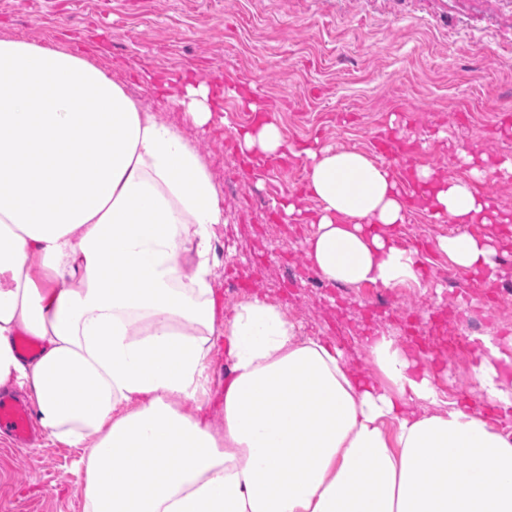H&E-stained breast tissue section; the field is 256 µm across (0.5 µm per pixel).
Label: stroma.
<instances>
[{"label":"stroma","instance_id":"stroma-1","mask_svg":"<svg viewBox=\"0 0 512 512\" xmlns=\"http://www.w3.org/2000/svg\"><path fill=\"white\" fill-rule=\"evenodd\" d=\"M0 36L92 51L145 108L183 128L222 197L212 285L225 312L238 302L224 291L232 280L301 327L315 326L317 337L332 342L348 331L343 353L368 376L376 367L365 355L366 338H400L401 311L429 325L467 310L486 319L483 345H457L452 359L427 353L419 362L441 399L471 406L483 400L472 368L489 345L512 336V308L489 312L485 277L450 268L435 251L447 224L421 206L408 215L421 227L415 245L424 284L391 292V308L369 315L366 299L344 303L332 288L314 293L303 253L307 228L271 226L275 201L302 188L288 173L304 167V158L247 166L233 131L250 118L237 99L224 100L227 124L203 135L138 74L159 73L174 85L186 78L229 83L271 106L296 148L363 151L415 195L420 188L410 173L427 167L512 212V177L484 181L461 158L467 152L491 165L512 161V0H0ZM81 454L45 437L17 446L0 435V512H83Z\"/></svg>","mask_w":512,"mask_h":512}]
</instances>
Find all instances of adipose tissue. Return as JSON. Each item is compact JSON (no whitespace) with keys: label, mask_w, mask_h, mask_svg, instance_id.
<instances>
[{"label":"adipose tissue","mask_w":512,"mask_h":512,"mask_svg":"<svg viewBox=\"0 0 512 512\" xmlns=\"http://www.w3.org/2000/svg\"><path fill=\"white\" fill-rule=\"evenodd\" d=\"M169 108L207 133L224 94L169 89ZM258 165L293 147L274 113L235 130ZM301 192L284 222L325 280L414 287L417 250L393 232L415 202L462 225L438 252L475 275L494 269L508 224L460 180L415 169L413 199L353 149L304 151ZM220 193L182 130L145 109L92 56L0 37V388L29 386L52 440L81 449L84 512H512V437L482 410L438 407L429 371L389 336L368 354L375 376L300 336L254 295L218 320L213 244ZM41 280H34L33 269ZM38 340L23 358L16 339ZM223 343L224 426L205 419L209 357ZM512 339L477 377L512 420Z\"/></svg>","instance_id":"adipose-tissue-1"}]
</instances>
